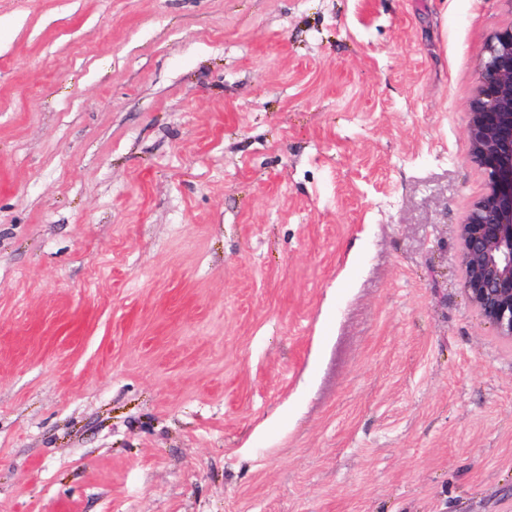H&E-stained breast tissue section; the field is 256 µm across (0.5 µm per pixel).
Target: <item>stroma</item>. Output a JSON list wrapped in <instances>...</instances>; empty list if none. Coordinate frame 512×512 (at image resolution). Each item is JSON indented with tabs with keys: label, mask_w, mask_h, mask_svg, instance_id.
<instances>
[{
	"label": "stroma",
	"mask_w": 512,
	"mask_h": 512,
	"mask_svg": "<svg viewBox=\"0 0 512 512\" xmlns=\"http://www.w3.org/2000/svg\"><path fill=\"white\" fill-rule=\"evenodd\" d=\"M512 0H0V512H512L463 289Z\"/></svg>",
	"instance_id": "stroma-1"
}]
</instances>
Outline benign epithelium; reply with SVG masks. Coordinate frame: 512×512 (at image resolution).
I'll return each instance as SVG.
<instances>
[{"label":"benign epithelium","mask_w":512,"mask_h":512,"mask_svg":"<svg viewBox=\"0 0 512 512\" xmlns=\"http://www.w3.org/2000/svg\"><path fill=\"white\" fill-rule=\"evenodd\" d=\"M486 53L467 128L486 188L460 225L463 288L498 336L512 342V21L492 34Z\"/></svg>","instance_id":"benign-epithelium-1"}]
</instances>
